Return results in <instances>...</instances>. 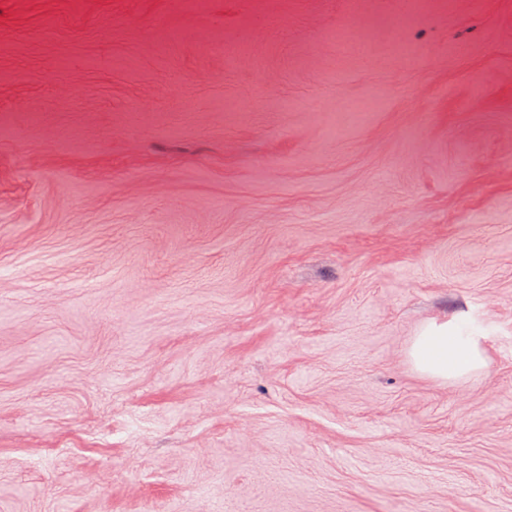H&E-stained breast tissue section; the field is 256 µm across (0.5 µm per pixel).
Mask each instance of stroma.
I'll use <instances>...</instances> for the list:
<instances>
[{
    "label": "stroma",
    "mask_w": 512,
    "mask_h": 512,
    "mask_svg": "<svg viewBox=\"0 0 512 512\" xmlns=\"http://www.w3.org/2000/svg\"><path fill=\"white\" fill-rule=\"evenodd\" d=\"M409 7L0 0V512H512V0ZM407 357L417 372L442 383L465 381L489 366L484 336L467 316L423 325L411 339Z\"/></svg>",
    "instance_id": "35a3bbf8"
}]
</instances>
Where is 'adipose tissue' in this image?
<instances>
[{
    "label": "adipose tissue",
    "instance_id": "ef3b65f1",
    "mask_svg": "<svg viewBox=\"0 0 512 512\" xmlns=\"http://www.w3.org/2000/svg\"><path fill=\"white\" fill-rule=\"evenodd\" d=\"M407 357L417 372L443 383L467 380L489 366L484 338L465 316L423 325L411 339Z\"/></svg>",
    "mask_w": 512,
    "mask_h": 512
}]
</instances>
